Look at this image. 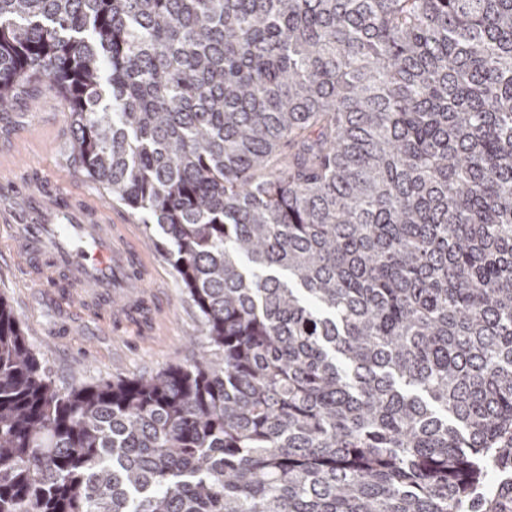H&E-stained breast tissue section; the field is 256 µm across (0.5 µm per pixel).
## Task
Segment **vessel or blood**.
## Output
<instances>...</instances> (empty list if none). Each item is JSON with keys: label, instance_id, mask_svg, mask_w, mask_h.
Here are the masks:
<instances>
[{"label": "vessel or blood", "instance_id": "b4317fda", "mask_svg": "<svg viewBox=\"0 0 512 512\" xmlns=\"http://www.w3.org/2000/svg\"><path fill=\"white\" fill-rule=\"evenodd\" d=\"M0 226L12 234L10 261L37 282L65 280L83 309L108 312L116 324L151 319L140 250L114 234L107 205L87 203L49 178L5 181Z\"/></svg>", "mask_w": 512, "mask_h": 512}]
</instances>
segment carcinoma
I'll use <instances>...</instances> for the list:
<instances>
[{
    "label": "carcinoma",
    "mask_w": 512,
    "mask_h": 512,
    "mask_svg": "<svg viewBox=\"0 0 512 512\" xmlns=\"http://www.w3.org/2000/svg\"><path fill=\"white\" fill-rule=\"evenodd\" d=\"M42 78L208 350L60 389L0 299V512H483L512 0H0V112Z\"/></svg>",
    "instance_id": "1"
}]
</instances>
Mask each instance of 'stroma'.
<instances>
[{
	"instance_id": "stroma-1",
	"label": "stroma",
	"mask_w": 512,
	"mask_h": 512,
	"mask_svg": "<svg viewBox=\"0 0 512 512\" xmlns=\"http://www.w3.org/2000/svg\"><path fill=\"white\" fill-rule=\"evenodd\" d=\"M32 98L17 102L0 120V177H50L89 201L112 209L121 238L138 244L151 270L147 291L156 312L150 325L113 332L107 314L81 312L61 288H39L17 267L0 263V296L21 323L29 344L43 357L57 386L98 384L148 376L192 363L207 348L199 313L162 248L155 225L117 201L74 161V141L61 87L42 79Z\"/></svg>"
}]
</instances>
